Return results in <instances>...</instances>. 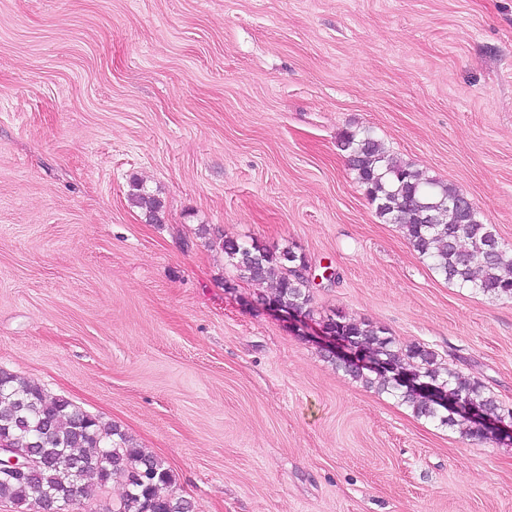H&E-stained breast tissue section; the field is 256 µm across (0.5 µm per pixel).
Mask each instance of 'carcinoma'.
Masks as SVG:
<instances>
[{
    "mask_svg": "<svg viewBox=\"0 0 512 512\" xmlns=\"http://www.w3.org/2000/svg\"><path fill=\"white\" fill-rule=\"evenodd\" d=\"M349 168L365 187L376 213L398 226L417 254L448 283L494 299L512 300V251L499 241L490 224L482 223L477 209L460 220L457 202L463 190L413 168L387 154L371 128L345 132L339 140ZM131 203L157 219L160 202L138 187ZM433 223L425 224V214ZM468 242V247L461 242ZM228 261L239 276L269 282L262 298L299 315H310L307 279L288 270L306 267L309 259L294 247L270 250L254 241L221 242ZM329 331L353 341L363 356L391 366L383 374L357 368L328 356L336 368L367 389L397 397L414 416L436 421L442 427L478 439H495L512 445L494 425L474 430L457 416L461 402L484 417L505 414L496 395L481 381L438 360V354L421 343L402 344L385 329L365 320L335 314L323 320ZM0 440L29 449L40 465L25 476H0V501L12 503L17 512H30L44 500L76 501L92 496L114 478L126 490L112 512H192L191 502L163 492L171 481L165 462L138 448L133 438L115 424L104 423L62 396L50 395L39 383L0 369Z\"/></svg>",
    "mask_w": 512,
    "mask_h": 512,
    "instance_id": "carcinoma-1",
    "label": "carcinoma"
}]
</instances>
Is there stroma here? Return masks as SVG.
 Segmentation results:
<instances>
[{"mask_svg":"<svg viewBox=\"0 0 512 512\" xmlns=\"http://www.w3.org/2000/svg\"><path fill=\"white\" fill-rule=\"evenodd\" d=\"M368 126L512 249V0H0V368L162 457L194 512H512V447L308 334L370 321L512 408V300L378 217L339 148ZM223 238L336 279L290 319Z\"/></svg>","mask_w":512,"mask_h":512,"instance_id":"obj_1","label":"stroma"}]
</instances>
